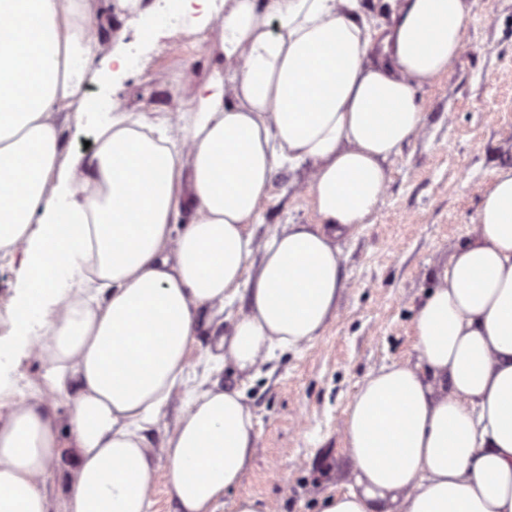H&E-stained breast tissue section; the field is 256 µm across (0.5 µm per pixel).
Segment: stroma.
<instances>
[{"label":"stroma","mask_w":512,"mask_h":512,"mask_svg":"<svg viewBox=\"0 0 512 512\" xmlns=\"http://www.w3.org/2000/svg\"><path fill=\"white\" fill-rule=\"evenodd\" d=\"M100 56L122 47L130 63L119 78L101 75L82 96L93 111L111 102L136 114L166 111L185 103L193 85L174 88L166 72L190 64L196 78L208 73L205 58H187L182 32L103 16ZM424 112L418 136L388 164L386 190L367 224L339 242L346 286L322 336L266 362L258 375L219 364V343L247 307L237 299L224 309L203 311L186 372L190 390H238L255 421L254 460L233 496L263 499L268 512H320L323 496L354 482L343 432L344 411L363 380L382 366L415 358L413 319L450 253L472 235L483 192L498 169L512 164V0H470L466 44L448 73L425 82L418 93ZM306 169L284 170L269 190L260 223L247 225L252 264L265 243L290 224H314L318 215L306 192ZM24 250L0 259V353L10 354L20 334L7 316L15 305ZM7 380L13 396L0 403V423L23 403L47 400L62 440L77 390L55 388L47 364L20 356ZM52 399H45V391ZM184 409L173 397L145 432L156 458L149 512H176L160 457ZM74 452L51 462L48 512H64L76 481Z\"/></svg>","instance_id":"stroma-1"}]
</instances>
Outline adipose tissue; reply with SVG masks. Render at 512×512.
<instances>
[{"mask_svg":"<svg viewBox=\"0 0 512 512\" xmlns=\"http://www.w3.org/2000/svg\"><path fill=\"white\" fill-rule=\"evenodd\" d=\"M79 0H0V254L23 243L24 353L75 381L76 482L66 512H148L144 432L184 381L200 313L248 309L224 358L252 373L322 335L344 288L340 237L366 223L387 164L417 135L418 91L466 41L468 0H399L390 21L360 0H224L190 118L102 112L97 146L65 153L97 44ZM279 29L270 32V20ZM309 166L320 218L292 224L252 266L280 171ZM415 359L382 366L344 421L354 484L322 512H512V166L485 191L472 236L414 318ZM238 391L187 395L162 458L181 512H267L229 498L254 452ZM64 444L43 403L0 423V512H47Z\"/></svg>","mask_w":512,"mask_h":512,"instance_id":"adipose-tissue-1","label":"adipose tissue"}]
</instances>
